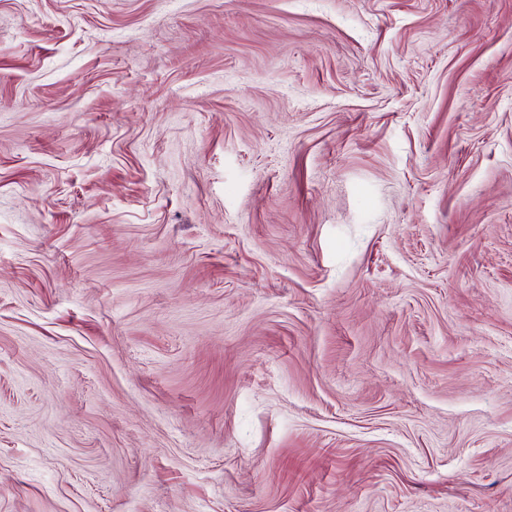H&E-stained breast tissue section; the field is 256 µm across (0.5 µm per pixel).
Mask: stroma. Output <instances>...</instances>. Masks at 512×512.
Segmentation results:
<instances>
[{
    "mask_svg": "<svg viewBox=\"0 0 512 512\" xmlns=\"http://www.w3.org/2000/svg\"><path fill=\"white\" fill-rule=\"evenodd\" d=\"M0 512H512V0H0Z\"/></svg>",
    "mask_w": 512,
    "mask_h": 512,
    "instance_id": "obj_1",
    "label": "stroma"
}]
</instances>
